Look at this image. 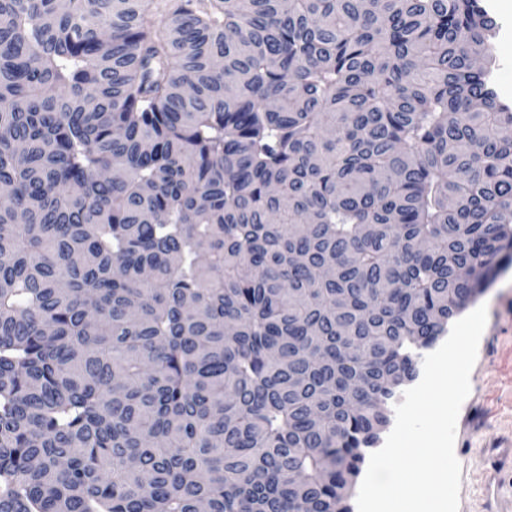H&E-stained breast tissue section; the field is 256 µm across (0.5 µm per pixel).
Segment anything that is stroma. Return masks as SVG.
Here are the masks:
<instances>
[{
	"instance_id": "35a3bbf8",
	"label": "stroma",
	"mask_w": 512,
	"mask_h": 512,
	"mask_svg": "<svg viewBox=\"0 0 512 512\" xmlns=\"http://www.w3.org/2000/svg\"><path fill=\"white\" fill-rule=\"evenodd\" d=\"M499 31L493 74L501 99L512 105V0H484ZM476 305L487 323L470 376L471 391L456 424L455 455L462 466L459 512H481V483L489 449L512 446V259H503Z\"/></svg>"
}]
</instances>
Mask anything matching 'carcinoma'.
Listing matches in <instances>:
<instances>
[{"instance_id":"cac0c4a2","label":"carcinoma","mask_w":512,"mask_h":512,"mask_svg":"<svg viewBox=\"0 0 512 512\" xmlns=\"http://www.w3.org/2000/svg\"><path fill=\"white\" fill-rule=\"evenodd\" d=\"M481 0H0V512H351L512 250Z\"/></svg>"}]
</instances>
